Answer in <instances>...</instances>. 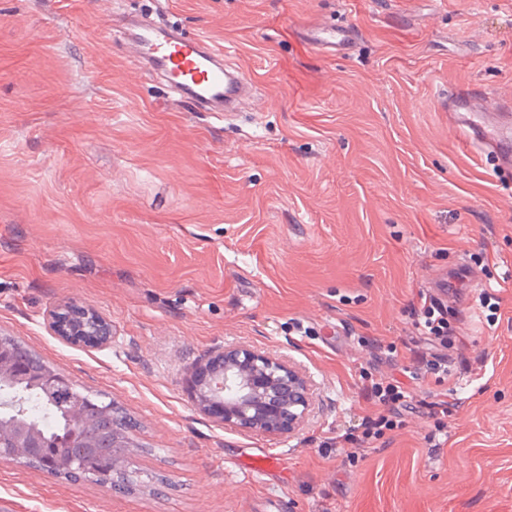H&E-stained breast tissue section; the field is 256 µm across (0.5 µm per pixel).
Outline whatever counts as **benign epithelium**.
<instances>
[{
	"mask_svg": "<svg viewBox=\"0 0 512 512\" xmlns=\"http://www.w3.org/2000/svg\"><path fill=\"white\" fill-rule=\"evenodd\" d=\"M54 335L72 344L99 347L112 342V324L91 307L64 305L50 314ZM185 380L198 411L224 427L255 435L291 433L303 426L311 402L308 380L295 367L264 351L236 346L207 354L190 364ZM25 382L45 394L72 387L57 371L25 374L12 360V349L0 342V383ZM89 397L71 394L66 409L73 422L85 418ZM8 441L11 456L21 458L42 448L41 435L28 421L14 417L0 423V443Z\"/></svg>",
	"mask_w": 512,
	"mask_h": 512,
	"instance_id": "benign-epithelium-1",
	"label": "benign epithelium"
}]
</instances>
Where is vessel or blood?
Returning a JSON list of instances; mask_svg holds the SVG:
<instances>
[{"label":"vessel or blood","mask_w":512,"mask_h":512,"mask_svg":"<svg viewBox=\"0 0 512 512\" xmlns=\"http://www.w3.org/2000/svg\"><path fill=\"white\" fill-rule=\"evenodd\" d=\"M351 39V30L338 26H316L308 35L312 49L332 54L346 50ZM126 48L136 62L211 112L227 110L250 85L243 71L225 66L223 52L201 39H182L168 28L136 26ZM444 107L452 126L470 144L494 148L512 138V106L485 108L473 89L459 87L449 95Z\"/></svg>","instance_id":"1"}]
</instances>
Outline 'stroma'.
Segmentation results:
<instances>
[{
	"label": "stroma",
	"mask_w": 512,
	"mask_h": 512,
	"mask_svg": "<svg viewBox=\"0 0 512 512\" xmlns=\"http://www.w3.org/2000/svg\"><path fill=\"white\" fill-rule=\"evenodd\" d=\"M143 14L222 50L258 86L202 112L129 59ZM350 28L333 56L306 43ZM512 98V0H0V336L137 421L162 494L112 491L0 459V512H512V174L448 126L453 86ZM475 271L449 320L448 437L379 341L441 272ZM112 324L107 347L55 336L60 304ZM250 345L307 378L284 436L225 429L184 370ZM401 377L404 425L335 437L371 406L362 373ZM273 454L253 475L241 463Z\"/></svg>",
	"instance_id": "stroma-1"
}]
</instances>
